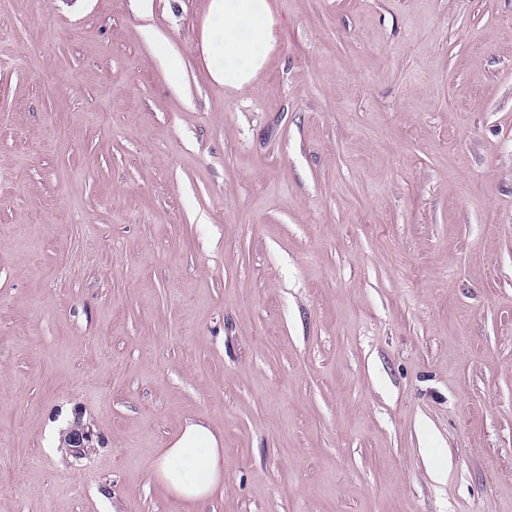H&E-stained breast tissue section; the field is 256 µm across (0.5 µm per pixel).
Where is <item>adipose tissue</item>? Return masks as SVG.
<instances>
[{"mask_svg":"<svg viewBox=\"0 0 512 512\" xmlns=\"http://www.w3.org/2000/svg\"><path fill=\"white\" fill-rule=\"evenodd\" d=\"M206 30L203 52L213 81L236 91L250 89L275 43L268 0H210ZM152 478L194 512L224 482L217 436L203 423L187 422L156 454Z\"/></svg>","mask_w":512,"mask_h":512,"instance_id":"1","label":"adipose tissue"}]
</instances>
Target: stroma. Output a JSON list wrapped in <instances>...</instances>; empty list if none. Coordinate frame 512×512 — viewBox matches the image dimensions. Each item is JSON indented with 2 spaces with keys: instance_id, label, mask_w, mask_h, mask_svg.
I'll list each match as a JSON object with an SVG mask.
<instances>
[{
  "instance_id": "1",
  "label": "stroma",
  "mask_w": 512,
  "mask_h": 512,
  "mask_svg": "<svg viewBox=\"0 0 512 512\" xmlns=\"http://www.w3.org/2000/svg\"><path fill=\"white\" fill-rule=\"evenodd\" d=\"M208 4L0 0V512H512V0ZM203 53L214 82L236 91L252 87L274 48L273 20L267 0H209ZM212 32L220 33L216 42ZM249 37L244 38L243 33ZM222 58L224 64L215 61ZM212 430L189 421L154 458L152 478L166 492L196 511L224 483V448Z\"/></svg>"
}]
</instances>
